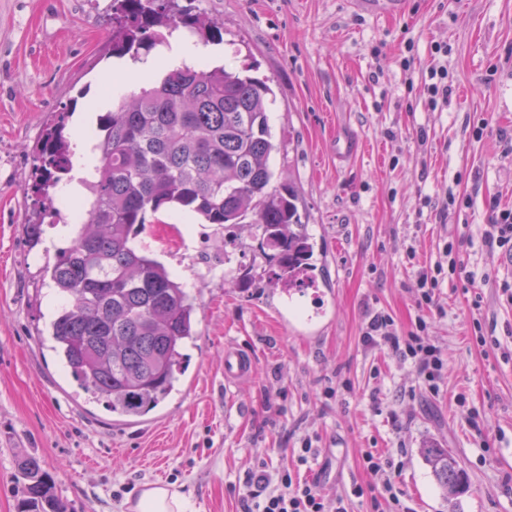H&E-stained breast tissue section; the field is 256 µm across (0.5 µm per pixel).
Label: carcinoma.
I'll list each match as a JSON object with an SVG mask.
<instances>
[{
	"label": "carcinoma",
	"mask_w": 512,
	"mask_h": 512,
	"mask_svg": "<svg viewBox=\"0 0 512 512\" xmlns=\"http://www.w3.org/2000/svg\"><path fill=\"white\" fill-rule=\"evenodd\" d=\"M120 26L112 55L136 59L183 28L206 42L223 27L179 0H115ZM272 89L224 67L182 64L100 115L91 136L99 155L91 197L72 244L48 272L65 305L50 323V348L93 402L141 417L174 391L185 349L198 333L194 305L162 263L133 246L146 215L168 206L207 224H259L283 273L303 268L311 246L291 185L274 186L268 119ZM65 124L47 129L36 159L42 190L73 168ZM444 494L465 477L445 448L424 451ZM17 512H68L39 458L17 460Z\"/></svg>",
	"instance_id": "obj_1"
}]
</instances>
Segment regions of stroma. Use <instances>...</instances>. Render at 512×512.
Wrapping results in <instances>:
<instances>
[{"label":"stroma","instance_id":"1","mask_svg":"<svg viewBox=\"0 0 512 512\" xmlns=\"http://www.w3.org/2000/svg\"><path fill=\"white\" fill-rule=\"evenodd\" d=\"M224 27L198 42L199 60L268 80L278 180L296 188L313 245L296 282L279 275L255 225L220 229L178 209L147 215L136 238L187 286L198 339L178 389L144 421L116 420L76 393L41 335L61 306L44 275L79 227V197L54 190L45 214L34 156L64 120L86 142L109 89L153 82L140 62L112 54V0H0V512H16V458L31 452L70 512H127L156 475L195 512H237L235 485L258 458L319 484L347 512H391L364 495L372 451L400 462L411 512H512V273L481 237L489 200L512 208V0H408L391 18L353 12L348 0H199ZM442 54H435V46ZM448 68V101L429 110L432 59ZM486 120L481 140L466 121ZM478 187L470 207L441 211L454 185ZM40 224L39 241L26 227ZM456 241L464 274L442 273L435 304H417L416 271ZM234 253L238 273L224 274ZM481 283L471 287L467 274ZM482 294L487 340L476 345L471 303ZM331 321L311 342L273 319L288 304ZM401 331L418 318L448 353L436 392L412 361L360 341L366 314ZM256 358L253 380L224 382V344ZM348 381L329 398L326 387ZM465 405H458V396ZM476 418H469V410ZM318 453L300 465L303 438ZM448 449L469 484L456 500L437 486L421 450Z\"/></svg>","mask_w":512,"mask_h":512}]
</instances>
